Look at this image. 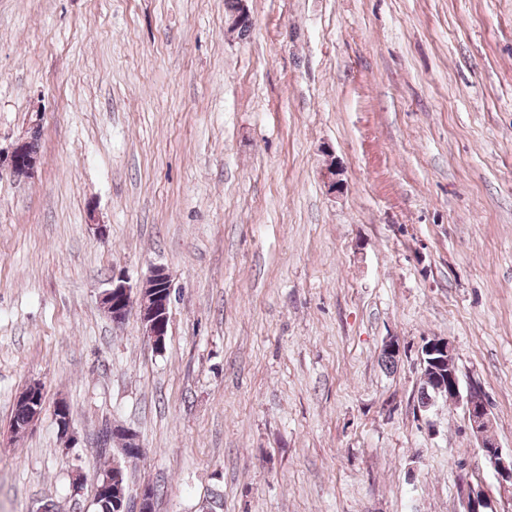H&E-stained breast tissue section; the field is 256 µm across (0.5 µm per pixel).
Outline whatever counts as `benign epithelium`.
Here are the masks:
<instances>
[{"label": "benign epithelium", "instance_id": "7a95c632", "mask_svg": "<svg viewBox=\"0 0 512 512\" xmlns=\"http://www.w3.org/2000/svg\"><path fill=\"white\" fill-rule=\"evenodd\" d=\"M40 130V120L31 123L26 136L20 138L9 150L0 149V170L9 169L13 174H20L31 179L37 173L40 165V154L30 149L34 132ZM327 185L331 193H342L346 182L342 171L335 162H330L326 168ZM160 288L172 287L166 269L160 265L151 268L149 275L139 285L131 286L120 273L112 274L108 288L103 291L101 302L104 308L111 311L112 322L122 323L130 308L134 305L140 310L144 336L152 345L163 348L168 332V300L151 304L147 289L151 283ZM419 362L422 369L431 373L435 384V393L442 398L451 397L463 407L468 430L475 437L484 461L494 470L500 491V497H512V452H503L499 443L489 431L492 423L491 408L483 386L478 381H472L462 386L454 363L453 348L447 339L434 337L426 340L420 349ZM59 415L55 422L60 436L65 443L72 444L75 440V430L71 416L66 408V402H57ZM457 494L462 512H499L498 501L492 491L485 485L469 477L457 480Z\"/></svg>", "mask_w": 512, "mask_h": 512}]
</instances>
